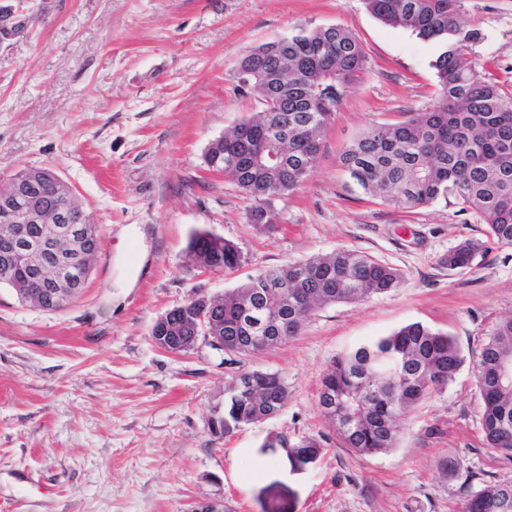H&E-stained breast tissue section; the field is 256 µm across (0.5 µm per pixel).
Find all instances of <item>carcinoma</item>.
Wrapping results in <instances>:
<instances>
[{
	"label": "carcinoma",
	"instance_id": "carcinoma-1",
	"mask_svg": "<svg viewBox=\"0 0 512 512\" xmlns=\"http://www.w3.org/2000/svg\"><path fill=\"white\" fill-rule=\"evenodd\" d=\"M381 23L433 41L437 98L424 112L373 127L340 153V165L364 194L383 204L415 209L452 198L461 212L486 225L487 241L464 239L443 264L466 269L487 243L512 248V96L486 80L469 59L480 32L459 20V0H365ZM362 44L343 27L299 30L283 45L267 41L238 62L241 83L262 105L208 146V167L228 171L254 206L248 221L278 223L272 197L294 192L315 167L321 139L343 96L365 68ZM285 156L278 167L259 159V148ZM205 254L213 271L232 273L248 263L234 243L199 231L187 251ZM398 269L363 251L336 249L304 262L261 269L218 298L224 352H261L270 331L288 324L297 335L304 319L331 304L355 303L399 287ZM463 363L456 340L419 322L363 343L325 371L318 406L342 444L360 454L386 452L397 443V422L437 390ZM512 366V315L498 321L474 360L481 428L491 448L512 457V385L498 382ZM288 402L276 372L242 373L226 390L224 434L261 420L263 404ZM297 456L313 458L320 443L305 437ZM512 484H490L468 495L464 512H504Z\"/></svg>",
	"mask_w": 512,
	"mask_h": 512
}]
</instances>
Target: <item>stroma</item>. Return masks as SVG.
I'll list each match as a JSON object with an SVG mask.
<instances>
[{
    "instance_id": "obj_1",
    "label": "stroma",
    "mask_w": 512,
    "mask_h": 512,
    "mask_svg": "<svg viewBox=\"0 0 512 512\" xmlns=\"http://www.w3.org/2000/svg\"><path fill=\"white\" fill-rule=\"evenodd\" d=\"M33 19L0 48V187L24 167L73 186L100 231L86 288L60 311L0 283V512H462L467 495L512 482V459L481 429L471 360L512 314V248L466 270L442 259L485 224L452 203L405 212L367 200L339 165L375 125L433 102L436 43L385 26L364 0H32ZM481 38L471 59L512 94V0H460ZM349 30L367 57L322 137L319 159L279 222H248L252 202L208 170L209 144L261 105L239 60L300 28ZM206 230L249 262L203 275L188 259ZM344 248L400 270L399 288L324 307L298 336L257 354L202 344L160 349L156 320L195 288L220 295L256 270ZM412 322L453 336L465 362L398 424V444L341 445L317 404L325 370L368 339ZM279 373L288 404L231 435L214 427L242 372ZM316 438L302 464L292 445Z\"/></svg>"
}]
</instances>
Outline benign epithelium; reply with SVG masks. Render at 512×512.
Instances as JSON below:
<instances>
[{
    "mask_svg": "<svg viewBox=\"0 0 512 512\" xmlns=\"http://www.w3.org/2000/svg\"><path fill=\"white\" fill-rule=\"evenodd\" d=\"M28 0H15L11 11L0 17V30L6 40L27 27ZM40 176L34 172L0 189V211L6 215L0 223V269L10 276L22 300L42 309L64 304L84 288L89 277L93 254L86 243L92 231L88 224L73 219L80 212L72 191L61 187L65 205L45 209L38 202ZM207 301L199 289L176 306L192 326L193 336H162L163 349L175 353L185 341L192 345L208 344L224 349V337L215 314L196 309Z\"/></svg>",
    "mask_w": 512,
    "mask_h": 512,
    "instance_id": "7a95c632",
    "label": "benign epithelium"
}]
</instances>
